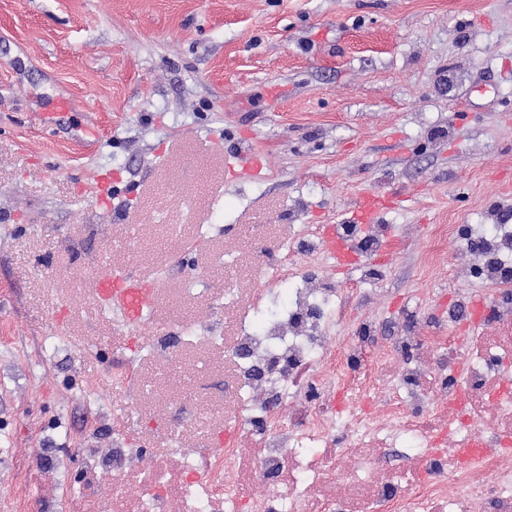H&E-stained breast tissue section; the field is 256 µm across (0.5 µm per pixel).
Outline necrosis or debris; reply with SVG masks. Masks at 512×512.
Listing matches in <instances>:
<instances>
[{"instance_id": "4bbe7bcc", "label": "necrosis or debris", "mask_w": 512, "mask_h": 512, "mask_svg": "<svg viewBox=\"0 0 512 512\" xmlns=\"http://www.w3.org/2000/svg\"><path fill=\"white\" fill-rule=\"evenodd\" d=\"M461 250L486 309L462 295L447 319L391 336L364 322L337 346L334 293L316 278L296 283L282 309L268 296L273 312L245 317L228 350L239 437L149 458L122 437L83 449L104 496L68 486L54 460L66 494L52 512L77 498L84 512H512V371L501 366L512 357V226Z\"/></svg>"}]
</instances>
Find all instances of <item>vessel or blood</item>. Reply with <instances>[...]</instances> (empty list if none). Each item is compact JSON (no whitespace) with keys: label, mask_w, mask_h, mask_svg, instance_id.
<instances>
[{"label":"vessel or blood","mask_w":512,"mask_h":512,"mask_svg":"<svg viewBox=\"0 0 512 512\" xmlns=\"http://www.w3.org/2000/svg\"><path fill=\"white\" fill-rule=\"evenodd\" d=\"M385 200L377 194L361 197L353 212L354 223L374 221L376 215L383 208ZM324 252L336 266H344L347 256L341 245V237L335 226L325 227L322 233ZM92 292L97 300L110 302L118 309L126 324L141 325L146 310L153 300V287L145 281L121 273L104 269L92 279Z\"/></svg>","instance_id":"1"}]
</instances>
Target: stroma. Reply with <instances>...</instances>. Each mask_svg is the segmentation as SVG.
<instances>
[{"label":"stroma","instance_id":"stroma-1","mask_svg":"<svg viewBox=\"0 0 512 512\" xmlns=\"http://www.w3.org/2000/svg\"><path fill=\"white\" fill-rule=\"evenodd\" d=\"M95 172L132 206L99 204ZM368 193L388 201L390 260L296 258L350 290L340 336L425 302L447 315L452 227L512 225V0H0V448L26 482L58 426L75 483L94 439L157 455L232 431L223 348L150 357V329L88 292L101 268L157 284L149 320L229 340L255 268ZM124 363L138 394L111 383Z\"/></svg>","mask_w":512,"mask_h":512}]
</instances>
